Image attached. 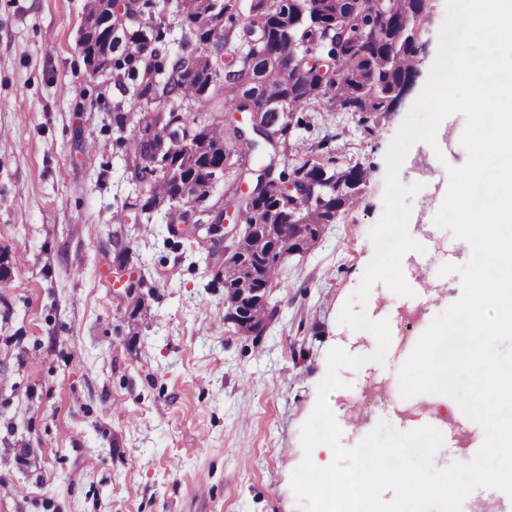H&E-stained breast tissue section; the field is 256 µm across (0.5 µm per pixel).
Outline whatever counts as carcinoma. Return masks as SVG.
<instances>
[{
  "mask_svg": "<svg viewBox=\"0 0 512 512\" xmlns=\"http://www.w3.org/2000/svg\"><path fill=\"white\" fill-rule=\"evenodd\" d=\"M427 0H399L394 16L402 20L421 15ZM347 16L346 41L329 52L336 56L338 85L327 82L307 65L306 54L291 58L292 45L303 50L319 39L322 30L336 25V14ZM141 14L140 5L115 15L110 0H96L85 18L94 28L80 32L84 63L90 73L112 70L115 83L133 82V102L112 107V119L121 132L120 140L133 152L127 166L136 181L146 185L147 194L135 199L129 208L135 219L164 212L166 222L174 220L180 208L192 202L208 201L214 187L213 176L229 169L237 172L236 181L224 190L231 202L242 196L237 182H248L254 195L243 200L245 223L265 224L269 215L288 218L290 200L282 186L291 177L313 181L339 168L352 171L354 185L341 192L327 187L323 200L308 208L304 219L310 224H331L342 208L354 206L367 173L357 164L339 159L309 156L296 163L291 173L264 177L247 166L251 155L268 158L273 167L280 152L288 150L291 121H280L271 128L272 136L238 130L232 121L222 125L206 123L195 127L193 138L183 144L161 150L167 122L182 112L183 102L212 106L229 114L266 112L268 101L281 99L288 112L300 109L319 111L328 105L338 112L360 116L367 131L378 115L391 110L395 89L414 71L418 42L404 38L397 43L386 40V33L372 18L370 0H249L248 15L240 13L239 0H179L178 26L187 41L195 43L188 55L177 56L163 69L157 64V43L166 19H150L138 24L131 19ZM260 23L267 30L265 44L254 53L239 57L233 71H224V51L238 49L246 27ZM303 72L297 82L288 81V61ZM162 75L158 82L139 79L138 64ZM255 285L268 289L276 278L279 261L275 256L252 261Z\"/></svg>",
  "mask_w": 512,
  "mask_h": 512,
  "instance_id": "carcinoma-1",
  "label": "carcinoma"
}]
</instances>
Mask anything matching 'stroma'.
<instances>
[{"label": "stroma", "mask_w": 512, "mask_h": 512, "mask_svg": "<svg viewBox=\"0 0 512 512\" xmlns=\"http://www.w3.org/2000/svg\"><path fill=\"white\" fill-rule=\"evenodd\" d=\"M85 0H0V512H302L290 479L327 354L373 353V335L339 324L374 255L386 153L421 95L447 16L430 0L413 85L364 132L348 112L301 111L278 169L322 149L368 172L358 207L286 257L261 334L225 321L224 238L170 234L160 215L120 224L138 188L112 120L130 102L111 71L89 75L79 44ZM464 115L444 152L408 151L400 170L427 241L428 302L376 283L365 305L388 321L383 362L342 369L329 396L345 447L379 421L452 431L435 468L462 461L485 432L443 396L403 397L399 372L433 320L462 295L466 240L438 227L448 168L464 151ZM366 407V423L356 411Z\"/></svg>", "instance_id": "35a3bbf8"}]
</instances>
